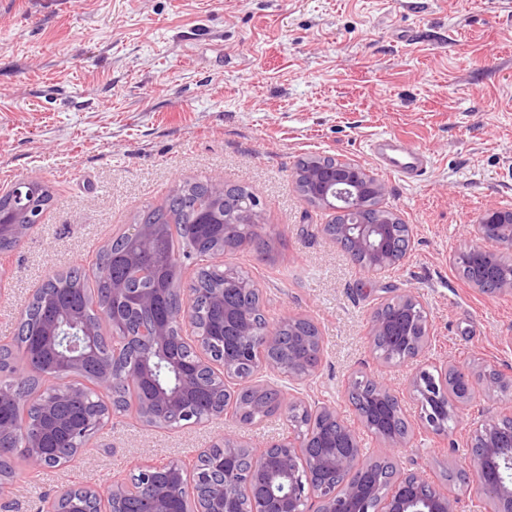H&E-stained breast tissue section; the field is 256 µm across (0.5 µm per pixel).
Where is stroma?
Instances as JSON below:
<instances>
[{"label":"stroma","instance_id":"1","mask_svg":"<svg viewBox=\"0 0 512 512\" xmlns=\"http://www.w3.org/2000/svg\"><path fill=\"white\" fill-rule=\"evenodd\" d=\"M381 134L429 155L423 181L380 169L367 144ZM311 157L355 162L385 183L383 207L412 232L404 260L367 272L323 232L331 212L295 183L297 161ZM32 175L52 200L0 254V345L37 288L90 268L144 206L195 178L252 187L271 255L245 244L223 262L248 271L269 325L300 316L321 331L304 398L335 403L353 423L348 381L382 379L403 392L417 430L394 448L360 429L362 460L424 469L459 512H491L459 474L472 430L512 414V387L477 393L465 421L437 434L421 428L407 386L444 356L512 379V293L479 292L454 262L486 208H512V0H0V192ZM407 293L419 297L433 339L389 366L367 325ZM225 432L263 446L292 428L280 413L173 430L116 413L86 458L38 471L20 464L5 493L21 512H40L65 486L104 491L145 462L191 468Z\"/></svg>","mask_w":512,"mask_h":512}]
</instances>
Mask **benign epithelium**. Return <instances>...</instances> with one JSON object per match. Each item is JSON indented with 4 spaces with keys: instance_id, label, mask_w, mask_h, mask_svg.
Wrapping results in <instances>:
<instances>
[{
    "instance_id": "7a95c632",
    "label": "benign epithelium",
    "mask_w": 512,
    "mask_h": 512,
    "mask_svg": "<svg viewBox=\"0 0 512 512\" xmlns=\"http://www.w3.org/2000/svg\"><path fill=\"white\" fill-rule=\"evenodd\" d=\"M305 190L320 185L335 184L332 190L311 196L314 202L332 210L340 220L331 225V237L351 257L363 254L369 272L382 270L401 260L395 249L400 218L380 207L385 196V185L364 167L351 162H338L326 170L312 162L296 170ZM45 183L30 177L14 183L7 191V209L22 216L33 202L44 196ZM474 244L459 261L469 270L468 282L487 294L512 293V266L504 270V254L512 253V209L492 207L483 212L478 222L469 225ZM235 288L245 295L260 298L256 285L241 282L232 274H225L224 287L213 289L214 299L224 300L228 289ZM181 310L175 329L183 334L193 324L191 307L193 289H178ZM252 312L239 306L224 315V330L233 334L235 346L215 352V341L210 336L197 337L193 345L198 368L220 363L224 373L209 376V387L217 395L227 394L225 381L239 377L241 362L249 361L253 371L264 370L283 374L293 381L312 376L322 354V338L317 326L302 317L288 318L292 340L281 343L275 330L255 336ZM46 339L66 346L72 353L69 369L77 371L92 354L98 341V325L79 314H72L63 323L49 325ZM173 340L170 329L158 327L153 333L142 329L136 341L150 350L165 349ZM369 341L375 348L382 347L397 364L416 356L431 345L427 317L421 302L412 294H404L372 315L369 323ZM481 383L484 391L494 392L506 384L495 371L477 378L465 369L443 359L433 374L422 371L413 376L412 388L425 395L429 408L422 417L423 425L435 429L440 419H458L474 387ZM79 387L72 383V375L61 379L60 390L41 400L38 407L50 413L61 399L74 398ZM346 397L355 406L362 426L382 440L397 445L414 432V427L403 417L400 397L393 389L371 379L353 378L346 388ZM179 393H159L137 406L139 419L150 425L157 418L158 408L175 411ZM278 407L288 418L307 415L310 425L307 433L289 437L265 446L262 450L242 442L237 436L226 434L214 446L222 449L211 464L196 470L187 482L173 487L155 489V475L167 470L181 475L176 462L152 464L140 469L141 489L136 491L120 481L112 484L107 505L96 502L98 491L85 486L62 490L48 505L47 512H71L61 504L79 497L85 503L83 512H124L125 500L135 494L148 505L147 512H172V500L191 501L193 512H243L242 501L252 506V512H303L305 500L312 503V512H456L455 501L435 489L422 473L402 472L397 467L379 461H361L358 433L343 420L331 405L312 406L302 399L285 393L278 396ZM104 427L101 415L95 409L84 415L74 436L92 438ZM27 462L32 468L56 467L64 460L48 454L39 442L26 444ZM470 475L480 491L494 504L495 512H512V420L490 415L472 432L469 444ZM265 473L263 481L242 480L244 474Z\"/></svg>"
}]
</instances>
